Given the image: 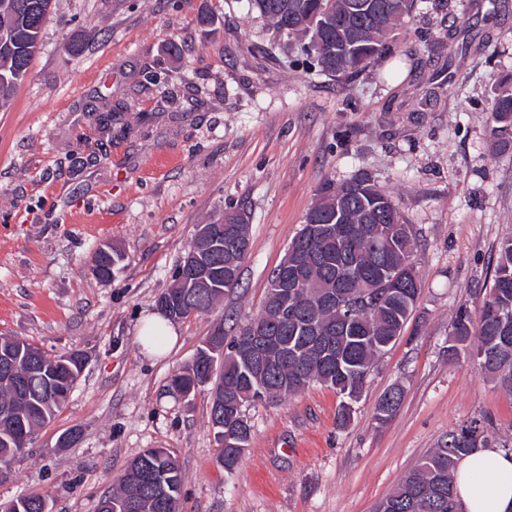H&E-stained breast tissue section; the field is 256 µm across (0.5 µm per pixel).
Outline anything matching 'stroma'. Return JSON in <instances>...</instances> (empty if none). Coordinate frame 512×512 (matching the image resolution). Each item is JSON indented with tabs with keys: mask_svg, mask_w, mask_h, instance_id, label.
I'll use <instances>...</instances> for the list:
<instances>
[{
	"mask_svg": "<svg viewBox=\"0 0 512 512\" xmlns=\"http://www.w3.org/2000/svg\"><path fill=\"white\" fill-rule=\"evenodd\" d=\"M509 76L512 0H417L390 55L346 80L303 65L251 0H55L0 108V334L87 360L0 479V503L36 495L47 512H97L132 459L166 448L183 512H375L448 433L475 423L478 446L512 448V389L447 352L457 309L480 306L512 237V149H498L486 118ZM360 174L414 228L415 311L346 426L340 396L318 383L256 402L251 445L224 472L210 387L180 399L169 379L217 322L260 314L321 188ZM230 210L249 224L238 287L148 354L139 331L196 225ZM107 244L123 259L103 280L90 266ZM395 387L400 407L379 424Z\"/></svg>",
	"mask_w": 512,
	"mask_h": 512,
	"instance_id": "obj_1",
	"label": "stroma"
}]
</instances>
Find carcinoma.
I'll use <instances>...</instances> for the list:
<instances>
[{
	"instance_id": "cac0c4a2",
	"label": "carcinoma",
	"mask_w": 512,
	"mask_h": 512,
	"mask_svg": "<svg viewBox=\"0 0 512 512\" xmlns=\"http://www.w3.org/2000/svg\"><path fill=\"white\" fill-rule=\"evenodd\" d=\"M53 0H0V107L8 104L27 76L37 53L40 34ZM368 0H252L275 32L297 39L303 62L333 76L357 73L391 50L394 32L411 15L414 0H393L394 9L382 23L352 12ZM346 45L336 55V43ZM498 146L512 148V89L503 90L487 113ZM306 222L329 225V232L307 245V269L294 292L293 312L282 313L284 289L270 275L258 317L239 328L224 349V362L213 381L211 424L224 425L217 459L224 470L236 467L242 449L250 446L251 425L244 407L262 399L294 395L319 383L351 400L359 395L374 364L401 335L415 310L420 291L411 262L415 246L412 225L395 199L365 176L335 188L323 187ZM215 246L199 252L208 283L174 278L157 302L172 306L178 318L212 311L224 293L237 287L250 248L249 225L229 211L214 225ZM385 271L402 279V287L386 296ZM366 297L371 303L348 322L332 306L331 296ZM448 356L470 350L478 368L512 388V237L500 245L493 285L479 308L461 306L452 323ZM198 349L192 364L173 374L169 386L189 387L198 375ZM83 370L80 352L53 357L14 336H0V469L7 468L25 448L17 440L24 429L49 423L66 403ZM477 427L448 436L409 471L382 500L377 512H460L453 474L459 457L476 448ZM150 467L170 487L160 503L141 470ZM182 471L166 448L143 450L102 496L97 512H180ZM44 500L25 496L7 512H43Z\"/></svg>"
}]
</instances>
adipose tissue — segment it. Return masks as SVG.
I'll list each match as a JSON object with an SVG mask.
<instances>
[{
	"instance_id": "1",
	"label": "adipose tissue",
	"mask_w": 512,
	"mask_h": 512,
	"mask_svg": "<svg viewBox=\"0 0 512 512\" xmlns=\"http://www.w3.org/2000/svg\"><path fill=\"white\" fill-rule=\"evenodd\" d=\"M455 492L463 512H512V455L486 447L463 456Z\"/></svg>"
}]
</instances>
